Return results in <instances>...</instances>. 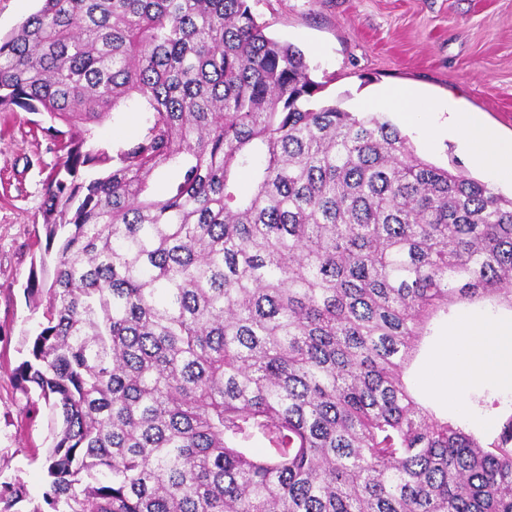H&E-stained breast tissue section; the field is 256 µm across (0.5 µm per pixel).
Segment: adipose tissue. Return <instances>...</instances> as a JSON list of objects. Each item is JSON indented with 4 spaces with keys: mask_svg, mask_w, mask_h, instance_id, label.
Segmentation results:
<instances>
[{
    "mask_svg": "<svg viewBox=\"0 0 512 512\" xmlns=\"http://www.w3.org/2000/svg\"><path fill=\"white\" fill-rule=\"evenodd\" d=\"M379 105L399 109L416 129L458 137L487 180L512 181V138L503 137L478 114L459 110L449 102L439 107L425 105L407 86L385 92ZM453 338L455 359L439 365L437 374L458 409H465L467 393L478 390L489 375L512 382V323L492 324L466 311Z\"/></svg>",
    "mask_w": 512,
    "mask_h": 512,
    "instance_id": "1",
    "label": "adipose tissue"
}]
</instances>
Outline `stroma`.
<instances>
[{
  "mask_svg": "<svg viewBox=\"0 0 512 512\" xmlns=\"http://www.w3.org/2000/svg\"><path fill=\"white\" fill-rule=\"evenodd\" d=\"M268 33L302 49L323 100L358 112L392 86L416 88L426 103L452 102L480 113L512 137V0H250ZM136 106L112 112L96 130L97 147L114 152L146 128ZM47 115L0 112V478L20 479L27 497L42 502L51 414L30 415L37 393H23L13 371L28 357L29 338L42 320L26 293L31 279H47L53 254L45 250L41 205L58 169L59 141ZM407 136L417 154L441 167L482 179L458 140ZM452 319L438 321L408 378L437 416L456 420L492 443L512 416V385L489 378L467 398L465 414L448 404L444 386L429 379L448 352Z\"/></svg>",
  "mask_w": 512,
  "mask_h": 512,
  "instance_id": "obj_1",
  "label": "stroma"
}]
</instances>
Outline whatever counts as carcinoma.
Segmentation results:
<instances>
[{
  "label": "carcinoma",
  "mask_w": 512,
  "mask_h": 512,
  "mask_svg": "<svg viewBox=\"0 0 512 512\" xmlns=\"http://www.w3.org/2000/svg\"><path fill=\"white\" fill-rule=\"evenodd\" d=\"M311 72L248 0H41L0 36V112L67 126L16 369L58 424L29 512H512V415L486 447L404 380L439 313L512 309V197ZM129 100L145 133L94 147Z\"/></svg>",
  "instance_id": "cac0c4a2"
}]
</instances>
